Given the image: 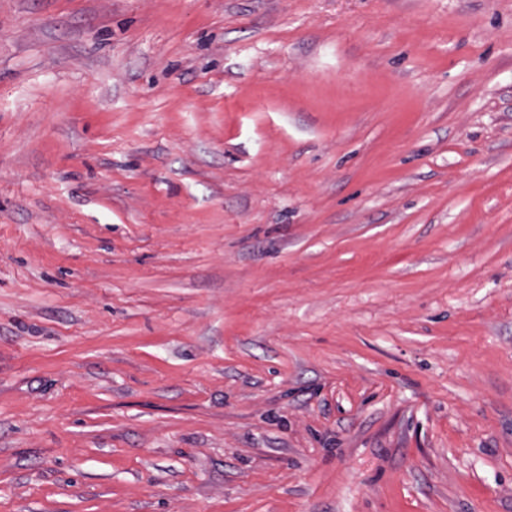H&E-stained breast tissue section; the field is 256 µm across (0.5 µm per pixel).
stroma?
I'll list each match as a JSON object with an SVG mask.
<instances>
[{"mask_svg": "<svg viewBox=\"0 0 512 512\" xmlns=\"http://www.w3.org/2000/svg\"><path fill=\"white\" fill-rule=\"evenodd\" d=\"M0 512H512V0H0Z\"/></svg>", "mask_w": 512, "mask_h": 512, "instance_id": "1", "label": "stroma"}]
</instances>
